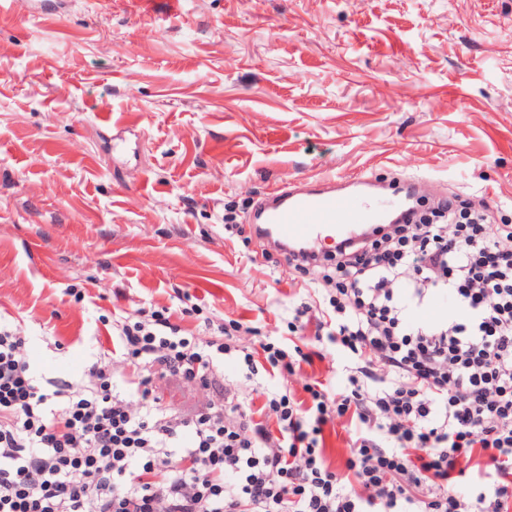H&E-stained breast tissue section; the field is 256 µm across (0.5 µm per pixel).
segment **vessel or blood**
Masks as SVG:
<instances>
[{"instance_id":"1","label":"vessel or blood","mask_w":512,"mask_h":512,"mask_svg":"<svg viewBox=\"0 0 512 512\" xmlns=\"http://www.w3.org/2000/svg\"><path fill=\"white\" fill-rule=\"evenodd\" d=\"M356 192H340L334 185L298 190L283 187L260 205L262 224L257 237L281 250L287 262L337 252L348 241H357V228L380 221L382 211L367 194L372 182L367 174L353 180Z\"/></svg>"}]
</instances>
